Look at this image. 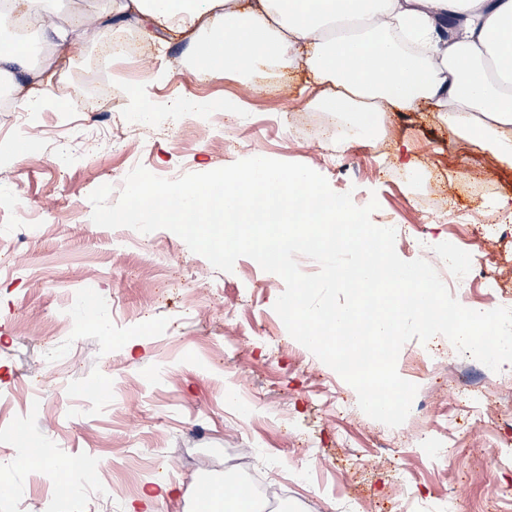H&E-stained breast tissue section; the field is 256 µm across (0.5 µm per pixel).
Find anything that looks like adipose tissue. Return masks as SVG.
I'll return each instance as SVG.
<instances>
[{
    "instance_id": "obj_1",
    "label": "adipose tissue",
    "mask_w": 512,
    "mask_h": 512,
    "mask_svg": "<svg viewBox=\"0 0 512 512\" xmlns=\"http://www.w3.org/2000/svg\"><path fill=\"white\" fill-rule=\"evenodd\" d=\"M112 12L206 31L195 63L213 71L304 65L320 105L355 126L427 100L512 156V0H112ZM445 15L459 35L439 38Z\"/></svg>"
}]
</instances>
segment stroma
Listing matches in <instances>:
<instances>
[{
	"label": "stroma",
	"mask_w": 512,
	"mask_h": 512,
	"mask_svg": "<svg viewBox=\"0 0 512 512\" xmlns=\"http://www.w3.org/2000/svg\"><path fill=\"white\" fill-rule=\"evenodd\" d=\"M107 4L52 0L50 18L81 27ZM116 39L132 44L138 70L115 60L109 80L132 90L103 95L88 84L76 91L90 97L86 109L64 110L57 84L45 79L32 89L41 103L32 147L0 158V206L42 216L38 224L0 218V418L11 423L0 438L8 459L0 512L18 502L27 512H128L161 483L170 490L159 512H190L206 475L250 483L225 465L245 448L256 464L273 462L262 479L287 485L277 512H512V366L495 372L460 358L441 335L410 340L397 368L418 391L407 420L389 427L368 417L354 388L306 347L273 346L288 335L274 310L285 288L279 276L248 257L219 271L166 229L147 235L157 264L136 247L114 251L116 232L93 222L89 200L136 165L159 177L208 172L253 157L258 143L265 157L311 167L334 192L377 200L371 220L398 225L403 260H415L414 243L426 238L472 263L468 242L484 237L490 279L468 295L471 308L483 309L489 295L512 297V237L499 239L478 221L493 210L512 225V160L462 137L427 103L385 113L383 147H365V131L353 129L346 152H337L295 132L299 115L317 109L309 73L285 64L195 73L191 34L144 18L112 24L48 64L79 76ZM164 98L188 113L186 125L170 126L160 111L131 123ZM62 144L67 156L57 169ZM422 192L441 204L440 221L422 219ZM470 215L476 223L464 225ZM90 296L116 307L107 330L79 322L73 307ZM41 377L47 394L38 398L28 384ZM98 383L107 397L84 399ZM228 388L250 414L225 404ZM61 398L69 408H59ZM432 435L457 449L454 463H440ZM32 439L58 443L38 469L26 463ZM74 454L101 461L96 488L46 495L47 477Z\"/></svg>",
	"instance_id": "stroma-1"
}]
</instances>
